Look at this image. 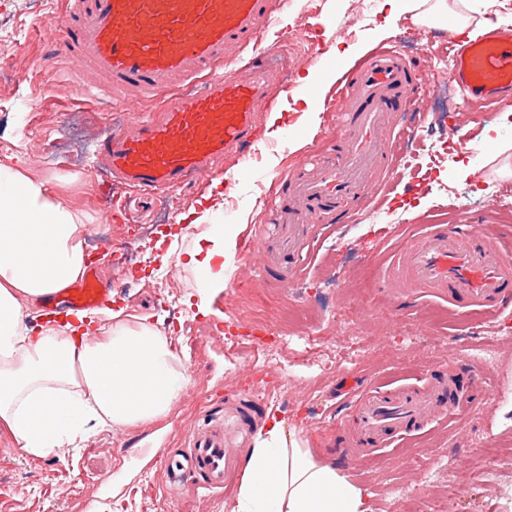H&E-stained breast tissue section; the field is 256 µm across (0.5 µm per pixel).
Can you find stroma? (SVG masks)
I'll list each match as a JSON object with an SVG mask.
<instances>
[{"label": "stroma", "mask_w": 512, "mask_h": 512, "mask_svg": "<svg viewBox=\"0 0 512 512\" xmlns=\"http://www.w3.org/2000/svg\"><path fill=\"white\" fill-rule=\"evenodd\" d=\"M64 8L65 0H0V40L14 45L0 55V141L12 145L0 163L47 182L80 214L91 240L104 234L122 242L119 229L104 220L113 196L126 194L129 224L153 227L142 241L152 259L141 271L142 283L115 287L111 252L89 248L90 264L112 291V309L148 319L171 338L188 382L165 418L124 431H92L80 447L59 455L22 454L0 433V512H224L236 487L210 495L171 488L154 459L161 445L179 447L204 407L243 394L257 421L278 412L333 461L337 440L356 430L355 413L341 403L343 389L414 388L443 376L470 348L485 349L487 356L475 365L482 386L471 390L468 410L381 449L347 474L368 488L374 512H512V500L498 493L512 484V334L500 332L512 325V309L452 319L447 300L378 286L386 261L421 225L471 224L497 208L496 193L512 196V122L502 123L501 111L477 107L456 89L436 93L448 81L447 70L433 64L446 54L448 30L413 23L386 0H376L365 17L356 16L354 0H292L262 44L293 89L279 96L281 118L266 129L257 170L231 157L218 175L192 177L180 188L125 193L94 169L95 139L112 126L132 128L138 102L109 92L80 97L66 85L78 58L60 57L45 30ZM391 45L430 69L433 79L402 116L404 135L393 143L396 183L389 192H381L387 177L376 170V190L349 218L315 231L304 269L287 282L234 258L224 267L223 291L204 308L184 303L187 294L200 291L193 273H182L166 294L149 288L161 266L157 243L206 211L214 222L240 225L262 251L275 249V209L288 198L270 192V183L283 162L300 168L328 155L327 129L336 121L329 112L311 114L296 92L301 77L313 75L317 88L331 92L369 50ZM339 48L344 58H336ZM455 120L467 126L469 139L454 146V163L442 167L424 134L444 138ZM217 180L224 190L214 198L210 189ZM372 213L385 215V223H367ZM283 328L295 341L273 365L262 347L232 341ZM491 448L502 454L488 468L483 459Z\"/></svg>", "instance_id": "1"}]
</instances>
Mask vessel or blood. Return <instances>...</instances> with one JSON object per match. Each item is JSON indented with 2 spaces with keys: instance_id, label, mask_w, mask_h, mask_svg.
<instances>
[{
  "instance_id": "b4317fda",
  "label": "vessel or blood",
  "mask_w": 512,
  "mask_h": 512,
  "mask_svg": "<svg viewBox=\"0 0 512 512\" xmlns=\"http://www.w3.org/2000/svg\"><path fill=\"white\" fill-rule=\"evenodd\" d=\"M288 0H67L57 26L60 53L79 55L87 68L113 86L140 91L150 101L169 100L142 114L135 131L114 128L96 144L123 188L157 191L181 187L186 177L217 170L227 156L248 163L263 145L261 119L272 111L283 87L276 68L262 55L244 73L230 66L276 23ZM449 79L466 98L494 109L512 102V28L487 23L465 44L449 42ZM396 47L369 54L328 100L339 115L336 151L309 172L277 178L300 208H281L275 221L287 225L280 256L267 268L287 281L302 256L300 243L311 225L338 222L342 205L369 186L376 167L392 169L393 156L380 137L397 124L424 83ZM100 272L89 269L80 283L48 306L64 301L81 310L108 305ZM386 282H404L420 292L447 297L457 309L494 315L512 307V250L492 225L431 224L409 237L386 270ZM361 432L340 453L358 464L369 449L418 433L429 420L465 410L466 391L456 376L429 381L422 389L385 395L362 390L349 396ZM255 410L247 402L204 408L180 448L156 454L170 484L217 493L237 476L236 451L251 433Z\"/></svg>"
}]
</instances>
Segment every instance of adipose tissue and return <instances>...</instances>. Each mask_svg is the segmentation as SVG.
I'll use <instances>...</instances> for the list:
<instances>
[{
    "label": "adipose tissue",
    "instance_id": "ef3b65f1",
    "mask_svg": "<svg viewBox=\"0 0 512 512\" xmlns=\"http://www.w3.org/2000/svg\"><path fill=\"white\" fill-rule=\"evenodd\" d=\"M193 228L195 248L170 240L162 262L183 255L203 287H223L237 225L198 219ZM86 232L44 183L0 164V430L34 457L76 447L91 424L129 429L161 418L187 383L170 338L145 319L84 311L76 336L43 314L46 298L85 272ZM224 512H372L371 494L272 414Z\"/></svg>",
    "mask_w": 512,
    "mask_h": 512
}]
</instances>
